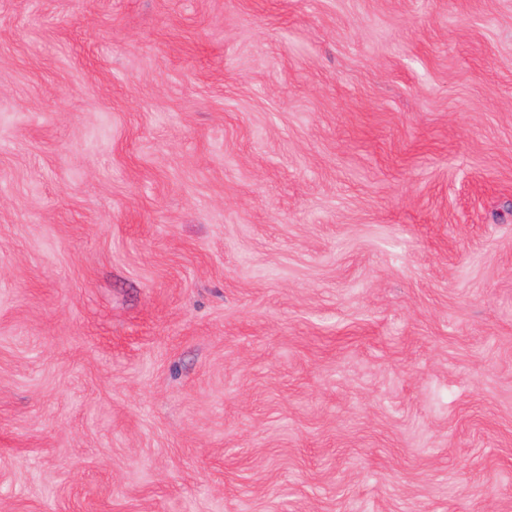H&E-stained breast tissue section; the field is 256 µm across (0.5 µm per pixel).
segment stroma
<instances>
[{
	"label": "stroma",
	"instance_id": "35a3bbf8",
	"mask_svg": "<svg viewBox=\"0 0 512 512\" xmlns=\"http://www.w3.org/2000/svg\"><path fill=\"white\" fill-rule=\"evenodd\" d=\"M0 512H512V0H0Z\"/></svg>",
	"mask_w": 512,
	"mask_h": 512
}]
</instances>
